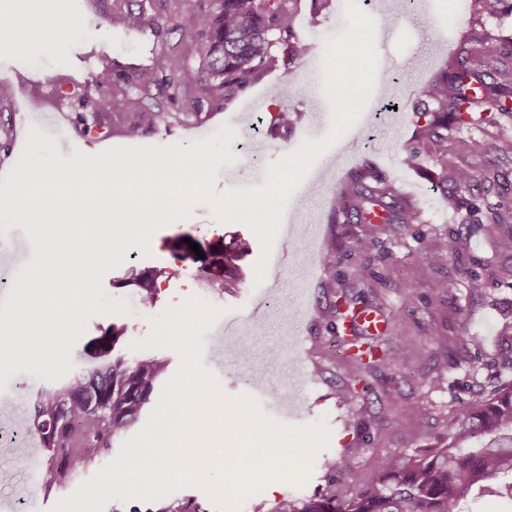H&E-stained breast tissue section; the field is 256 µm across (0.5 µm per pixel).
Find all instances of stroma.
<instances>
[{
	"label": "stroma",
	"mask_w": 512,
	"mask_h": 512,
	"mask_svg": "<svg viewBox=\"0 0 512 512\" xmlns=\"http://www.w3.org/2000/svg\"><path fill=\"white\" fill-rule=\"evenodd\" d=\"M192 7L191 0H78L86 26L59 32L49 42L30 41L20 56L0 54V127L10 121L21 130L33 127L60 147L78 141L83 152L101 137L115 146L177 143L187 148L196 140L197 127L213 133L225 124L243 141L251 134L254 116L269 119L284 108L299 115L297 125L265 127L258 159L242 154L217 170L216 192L263 186L269 163L302 140L318 141L329 131L331 106L323 93L320 49L349 27L340 17L342 0H324L316 8L310 0H300L295 29L312 52L290 66L263 72L243 92L206 102L200 115L177 123L172 115L182 111L181 98L146 97L132 81L156 54L174 48L187 59L181 84L203 98L197 81L200 45L180 41L178 32L168 27H134L130 17L143 9L174 21ZM474 9L473 0H375L369 7L375 20L394 18L396 34L376 44V86L364 116L317 161L289 199L285 216L293 231L279 234L274 243L275 250L288 253L276 279L255 284L258 237L242 223L224 224L222 237H215L212 211L205 205L195 206L191 218L154 233L152 255L146 260L160 272L152 304L138 303V288L114 287V280L128 273V265L104 278L106 300L126 298L130 314L91 318L77 341L78 347L91 351L114 323L127 328L118 343L126 349L129 341L148 334L149 316L193 296V269L172 268L168 246L179 236L189 237L204 251L223 242L225 307L244 309L255 297L267 296L264 315L242 320L233 336L203 334L202 364L215 371L228 394L252 393L274 417L279 414L275 395L289 390L306 406L305 422L326 420L332 434L304 487L278 482L276 492L263 489L253 495L243 512H271L285 498L320 497L334 483L356 490L378 478L382 458L438 447L450 417L480 394L512 381V367L504 364L512 357V343L504 337L512 325V285L491 278L497 267L512 263V252L501 251L498 233L482 223L488 209L512 206V155L492 152L468 158L473 171L499 174L498 182H475L470 195L478 206L474 212L436 192L430 157L421 156L411 169L399 164L412 140L414 110L426 102L420 90L465 54ZM105 68L117 91L108 106L91 80ZM387 97L399 102L398 111H380ZM138 112H152L156 118L152 125L128 133ZM363 168L393 182L400 199L418 211V220L366 224L352 215H337V189ZM457 230L468 241L462 253L451 258L431 250L433 239ZM366 237L374 238L375 245L364 254L354 243ZM474 273L481 276L483 287H470ZM443 283L448 286L444 293L439 290ZM342 294L356 310L386 318L387 332L373 342L388 353L405 346V364L385 361L366 368L349 358L335 311ZM47 384L40 373L13 374L0 391V422L27 433L28 405ZM350 448L358 451L352 471L330 468V461ZM44 470L43 461L0 447V504L23 501L26 512H37L42 487L33 477Z\"/></svg>",
	"instance_id": "stroma-1"
}]
</instances>
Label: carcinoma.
<instances>
[{
    "label": "carcinoma",
    "mask_w": 512,
    "mask_h": 512,
    "mask_svg": "<svg viewBox=\"0 0 512 512\" xmlns=\"http://www.w3.org/2000/svg\"><path fill=\"white\" fill-rule=\"evenodd\" d=\"M298 0H212L208 8L186 12L174 30L187 41H202L203 59L198 79L210 101L225 100L244 90L276 62L291 64L306 53V43L296 34ZM481 19L504 11L512 13V0H474ZM280 47L281 56L272 53ZM506 53L485 37L467 50L464 60H454L423 89L432 103L416 113L412 143L400 163L415 166L426 153L439 168L437 186L455 184L454 202L471 205L466 193L476 174L463 165L465 158L490 151L512 153V129L502 127L493 144L466 140L448 147V121L464 126L492 115H512V64ZM185 68V59L171 50L156 56L153 65L137 72L144 90L169 88ZM398 200L395 185L368 170L354 172L336 192V211L343 215L369 214L378 206L384 224H411L415 212ZM463 238L446 236L435 249L450 256L463 248ZM124 330L112 325L103 340L112 341L97 366L75 376L68 384L49 386L29 407L28 420L42 432L51 448L49 468L54 481L70 478V462L81 457L92 463L112 454L115 440L131 430L158 394L159 377L166 363L154 358L129 361L115 344ZM345 343L351 358L363 364L382 362L378 346L361 349L355 339ZM377 482L351 493L330 486L318 500L298 503L283 499L273 512H468L469 496H499L512 500V383L491 396L462 408L448 422L444 445L404 461L387 457ZM160 512H201L191 498H174Z\"/></svg>",
    "instance_id": "obj_1"
}]
</instances>
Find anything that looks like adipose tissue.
Instances as JSON below:
<instances>
[{
  "instance_id": "adipose-tissue-1",
  "label": "adipose tissue",
  "mask_w": 512,
  "mask_h": 512,
  "mask_svg": "<svg viewBox=\"0 0 512 512\" xmlns=\"http://www.w3.org/2000/svg\"><path fill=\"white\" fill-rule=\"evenodd\" d=\"M12 26L17 38L15 50H22L28 40L40 38L48 40L70 24L80 22L75 10V0H39L36 14L31 16L7 15L0 19Z\"/></svg>"
}]
</instances>
